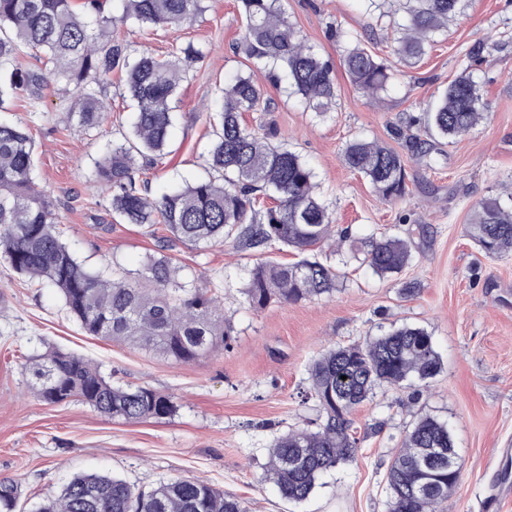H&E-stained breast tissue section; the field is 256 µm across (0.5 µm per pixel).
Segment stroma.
Segmentation results:
<instances>
[{
	"instance_id": "stroma-1",
	"label": "stroma",
	"mask_w": 512,
	"mask_h": 512,
	"mask_svg": "<svg viewBox=\"0 0 512 512\" xmlns=\"http://www.w3.org/2000/svg\"><path fill=\"white\" fill-rule=\"evenodd\" d=\"M205 6L189 28L117 29L137 52L161 56L190 44L205 54L181 85L170 152L149 173L152 194L199 173L210 130L200 102L217 93L225 77L248 74L271 110L244 113V122L276 124L282 142L312 166L340 226L356 236L402 238L413 261L399 277L382 279L360 261L336 254L330 263L340 280L333 296L273 303L255 312L241 290L260 254L178 246L175 262L214 284L231 325L225 347L191 363L85 335L55 290L1 263L0 479L18 483L19 512L59 495L74 475L93 472L142 490L192 475L236 496L248 512H388L391 459L414 420L428 414L448 422L463 462L462 479L442 512H486L498 495L496 451L512 444V256H483L465 226L480 199L512 196V0H463L427 53L408 61L393 53L395 25L407 17L406 0H384L378 10L366 0H285L289 21L337 66L336 108L322 121L237 54V0H205ZM331 25L364 37L365 48L397 70L381 106L351 84L341 66V45L327 36ZM476 47L481 54L474 59ZM466 68L481 85L487 118L463 138L439 141L430 156L409 160V195L395 206L383 203L343 164L346 142L362 135L403 150V141L390 136V123L422 115ZM46 80L41 114L29 112L21 95L0 116L27 128L34 142V180L53 204L63 241L88 267L117 259L138 269L155 247L153 237L115 220L107 198L92 187L95 159L128 129L132 109L117 89H109L110 116L99 134L85 135L67 122L76 88L51 74ZM403 212L409 217L404 224L398 221ZM409 280L417 290L405 298L398 289ZM404 324L431 332L441 372L418 400L389 391L364 403L354 415L361 440L357 457L324 476L307 501L281 499L262 482L263 466L274 437L320 422L316 403L304 397L311 361L329 346ZM53 348L98 363L113 383L171 395L176 411L128 423L77 400L45 403L31 387L27 366Z\"/></svg>"
}]
</instances>
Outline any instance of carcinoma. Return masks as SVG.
<instances>
[{"instance_id": "carcinoma-1", "label": "carcinoma", "mask_w": 512, "mask_h": 512, "mask_svg": "<svg viewBox=\"0 0 512 512\" xmlns=\"http://www.w3.org/2000/svg\"><path fill=\"white\" fill-rule=\"evenodd\" d=\"M398 24L397 54L419 59L460 6V0H409ZM242 30L237 48L264 69L269 81L285 85L305 110L323 117L336 106L335 66L307 44L289 22L282 0H238ZM204 12L203 0H0V109L23 92L29 111H40L45 77L38 64L15 67L21 55L52 65L56 78L79 88L69 121L86 133L107 119V80L125 75L123 94L134 105L128 133L112 141L95 162L94 181L107 192L112 216L148 232L164 226L155 249L130 271L118 261L91 269L61 239L52 202L32 176L34 145L18 125L0 122V261L30 282L56 289L67 313L88 336L155 350L190 363L224 346V309L211 285L174 262L179 245H230L265 254L291 251L292 262L266 259L248 271L243 289L249 308L271 302L297 304L330 297L336 269L318 253L331 237L350 241L362 263L379 277L398 274L411 262L407 244L393 236L354 238L339 228L317 190L315 173L298 153L279 142L277 126L247 128L244 112H268L251 78L224 80L220 95L203 99L217 114L202 155L205 176L155 198L147 173L166 155L180 87L191 64L204 57L189 45L166 57H131L114 34L118 25H190ZM343 67L351 82L372 96L386 91L392 73L360 41L344 47ZM485 111L480 83L463 70L424 113L408 126L424 124L446 139L467 135ZM346 167L360 174L384 201L408 195L407 157L394 148L357 137L344 149ZM467 234L489 258L512 255V204L480 200ZM442 369L431 332L391 327L361 343L334 346L308 369L309 396L320 410L314 430L291 429L268 448L263 479L287 501L301 503L318 481L360 451L355 410L387 388L407 390L415 400ZM33 388L43 401L80 400L99 413L126 422L163 418L176 410L173 398L143 386L112 384L99 364L54 349L30 366ZM448 423L431 415L416 419L388 470L389 512H440L462 477L463 464ZM18 485L0 480V512H16ZM31 512H245L242 503L203 480L181 475L148 491L99 473L74 476L60 494Z\"/></svg>"}]
</instances>
